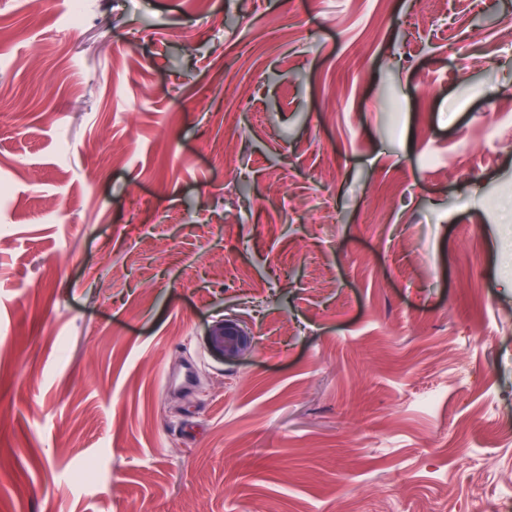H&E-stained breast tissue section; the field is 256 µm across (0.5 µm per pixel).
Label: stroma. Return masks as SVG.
Masks as SVG:
<instances>
[{
  "label": "stroma",
  "mask_w": 512,
  "mask_h": 512,
  "mask_svg": "<svg viewBox=\"0 0 512 512\" xmlns=\"http://www.w3.org/2000/svg\"><path fill=\"white\" fill-rule=\"evenodd\" d=\"M511 472L512 0H0V512ZM206 341L209 351L224 362H233L255 347V334L236 318L216 319L209 326Z\"/></svg>",
  "instance_id": "1"
}]
</instances>
